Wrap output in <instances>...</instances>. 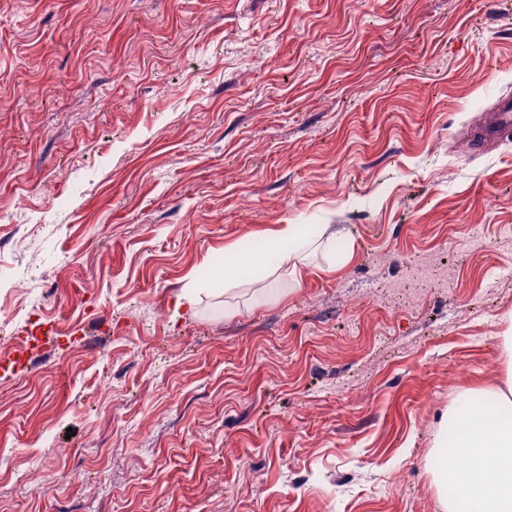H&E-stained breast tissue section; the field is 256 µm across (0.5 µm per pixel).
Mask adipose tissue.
Instances as JSON below:
<instances>
[{
    "instance_id": "ef3b65f1",
    "label": "adipose tissue",
    "mask_w": 512,
    "mask_h": 512,
    "mask_svg": "<svg viewBox=\"0 0 512 512\" xmlns=\"http://www.w3.org/2000/svg\"><path fill=\"white\" fill-rule=\"evenodd\" d=\"M321 255L326 270L336 268V234L316 224H282L268 237L264 252L224 250V284L234 286L243 270L287 269L301 278L311 256ZM500 339L504 375L499 385L481 392L482 406L471 407L462 394L449 414L454 439L438 436L433 460L440 486H453L455 496L442 502V512H457L459 502L477 512H512V315L504 318Z\"/></svg>"
}]
</instances>
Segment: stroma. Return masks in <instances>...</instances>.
<instances>
[{
	"mask_svg": "<svg viewBox=\"0 0 512 512\" xmlns=\"http://www.w3.org/2000/svg\"><path fill=\"white\" fill-rule=\"evenodd\" d=\"M503 94L512 0H0V303L49 331L0 371V512H441L504 371ZM280 224L336 271L225 289ZM512 134V97L501 98L495 102L493 112L471 135L470 141L475 149L484 152L492 144L507 140ZM37 336H31V339L18 344L12 353L8 362H2L1 369H26L31 365L33 351L39 346L35 344Z\"/></svg>",
	"mask_w": 512,
	"mask_h": 512,
	"instance_id": "1",
	"label": "stroma"
}]
</instances>
